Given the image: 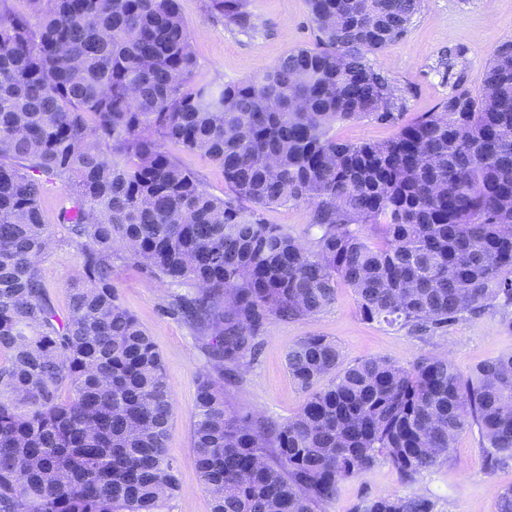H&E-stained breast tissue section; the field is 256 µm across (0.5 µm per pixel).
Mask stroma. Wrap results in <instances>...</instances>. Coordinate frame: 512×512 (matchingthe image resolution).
I'll return each mask as SVG.
<instances>
[{"instance_id": "stroma-1", "label": "stroma", "mask_w": 512, "mask_h": 512, "mask_svg": "<svg viewBox=\"0 0 512 512\" xmlns=\"http://www.w3.org/2000/svg\"><path fill=\"white\" fill-rule=\"evenodd\" d=\"M208 0H178L181 15L192 35L198 65L197 85L240 81L274 65L288 52L315 44L314 25L305 0H247L256 18L255 29L243 32L226 27L207 8ZM512 40V0H422L407 33L371 58L398 85L407 87L406 109L400 117L407 124L437 111L451 91L452 81L443 63L452 50H460L456 69L478 90L477 78L495 48ZM62 183L45 184L41 194L44 220L53 237L38 261L39 274L59 312H66L69 287L79 269L78 253L57 215L65 203ZM311 207L291 202L261 209L263 220L284 225L301 240H309ZM112 286L120 302L138 318L160 351L170 383L173 416L167 441L180 489L168 512H210L208 494L194 466L192 409L195 376L205 364L193 327L167 311V290L136 261L124 254L112 259ZM508 310L486 309L424 341L406 330L367 323L358 316L352 288L339 286L336 302L308 320L270 319L262 337L256 364L227 384L228 403L248 407L283 421L300 408L304 395L288 374L285 356L306 336L336 341L345 362L384 357L409 366L423 354L446 352L463 373L485 360L512 351V331L501 322ZM512 487V465L490 469L477 433H462L450 459L423 474L415 486L406 485L390 464L381 462L346 483L336 502L325 512H350L364 497L425 493L439 500L440 512H496V493Z\"/></svg>"}]
</instances>
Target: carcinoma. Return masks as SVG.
I'll list each match as a JSON object with an SVG mask.
<instances>
[{"label": "carcinoma", "instance_id": "1", "mask_svg": "<svg viewBox=\"0 0 512 512\" xmlns=\"http://www.w3.org/2000/svg\"><path fill=\"white\" fill-rule=\"evenodd\" d=\"M25 2L0 11V512H166L178 491L170 385L112 288L117 247L201 336L191 437L211 512H316L379 462L413 485L473 429L490 468L512 462V351L465 375L429 354L346 364L335 341L305 336L285 357L297 413L278 422L224 397L270 318L316 316L341 284L362 320L420 336L512 305V41L478 94L460 79L440 111L351 143L337 124L394 123L406 107L368 56L406 34L421 0H307L315 47L202 87L177 0ZM209 9L256 25L246 0ZM171 145L218 165L224 196ZM51 177L80 259L64 316L37 268ZM300 200L306 243L259 215ZM352 512L438 502L382 495Z\"/></svg>", "mask_w": 512, "mask_h": 512}]
</instances>
